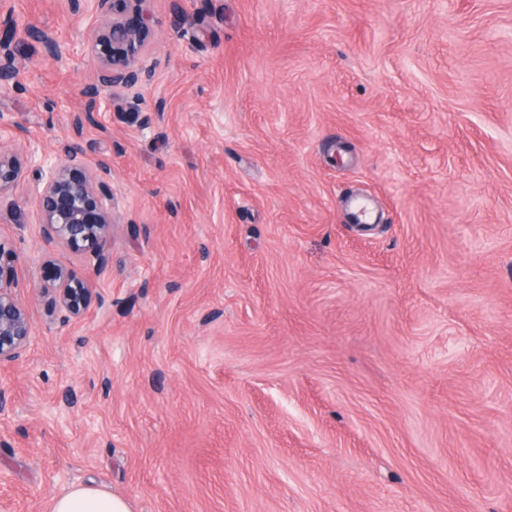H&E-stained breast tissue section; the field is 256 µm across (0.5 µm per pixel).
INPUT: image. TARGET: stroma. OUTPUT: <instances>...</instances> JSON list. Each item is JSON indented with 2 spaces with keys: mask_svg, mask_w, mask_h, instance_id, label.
Returning a JSON list of instances; mask_svg holds the SVG:
<instances>
[{
  "mask_svg": "<svg viewBox=\"0 0 512 512\" xmlns=\"http://www.w3.org/2000/svg\"><path fill=\"white\" fill-rule=\"evenodd\" d=\"M153 77L35 25L0 147L111 161L108 265L0 209L34 338L0 363V512H512V0H150ZM95 278L66 320L51 264ZM51 512H132L125 498L93 486H76L55 499Z\"/></svg>",
  "mask_w": 512,
  "mask_h": 512,
  "instance_id": "obj_1",
  "label": "stroma"
}]
</instances>
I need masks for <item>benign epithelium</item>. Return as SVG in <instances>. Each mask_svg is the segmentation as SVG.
I'll return each instance as SVG.
<instances>
[{
  "instance_id": "benign-epithelium-1",
  "label": "benign epithelium",
  "mask_w": 512,
  "mask_h": 512,
  "mask_svg": "<svg viewBox=\"0 0 512 512\" xmlns=\"http://www.w3.org/2000/svg\"><path fill=\"white\" fill-rule=\"evenodd\" d=\"M147 0H69L76 14L91 11L98 24L88 35L91 55L99 68L100 85H90L84 97L93 101L99 86H135L148 79L151 70L141 64L153 29V17L145 8ZM13 30L0 32V82L15 79L18 67L11 54ZM65 158L26 148L20 152L0 149V207L10 204L14 187L27 174L35 181L33 202L44 243L67 245L91 254L96 269L106 266L112 237V193L106 176L107 162L89 168L76 145L63 149ZM18 256L0 241V363L19 360L30 345L34 332L27 307L16 283ZM40 291L52 295L66 318L84 317L98 299L95 281L71 269L58 268Z\"/></svg>"
}]
</instances>
